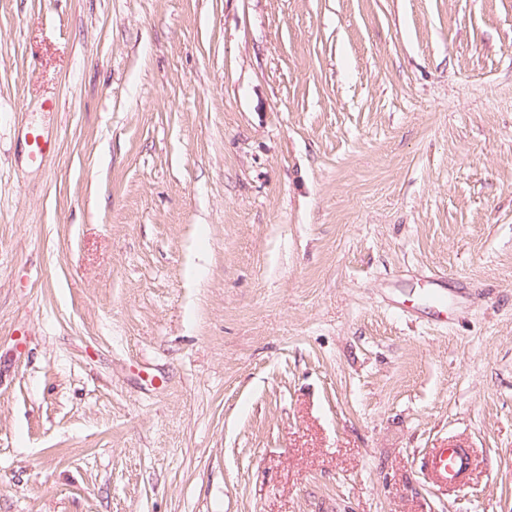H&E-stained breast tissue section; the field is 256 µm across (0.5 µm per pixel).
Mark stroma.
Segmentation results:
<instances>
[{"label":"stroma","instance_id":"35a3bbf8","mask_svg":"<svg viewBox=\"0 0 512 512\" xmlns=\"http://www.w3.org/2000/svg\"><path fill=\"white\" fill-rule=\"evenodd\" d=\"M0 512H512V0H0ZM471 465L470 448H434L425 464L434 483L443 487L461 481Z\"/></svg>","mask_w":512,"mask_h":512}]
</instances>
